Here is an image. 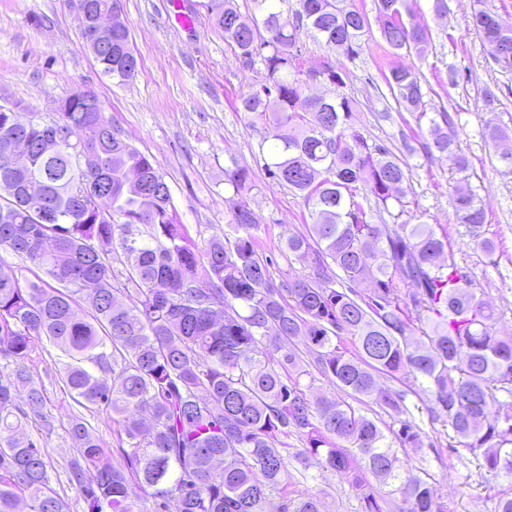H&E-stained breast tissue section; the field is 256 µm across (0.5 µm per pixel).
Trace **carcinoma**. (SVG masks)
<instances>
[{
  "instance_id": "obj_1",
  "label": "carcinoma",
  "mask_w": 512,
  "mask_h": 512,
  "mask_svg": "<svg viewBox=\"0 0 512 512\" xmlns=\"http://www.w3.org/2000/svg\"><path fill=\"white\" fill-rule=\"evenodd\" d=\"M84 2L96 19L121 16V0ZM256 2L248 23L233 0H209L208 16L242 66L264 67L241 111L265 126L269 178L309 210L307 231L282 243L301 274L274 276L264 255L247 201L251 167L225 171L238 197L228 230L199 243L178 221L164 174L100 103L73 92L49 123L0 104V250L43 273L23 281L0 268V363L11 367L0 376V512H69L35 437L55 419L33 371L35 337L59 350L76 403L126 439L115 462L85 419L67 421L71 481L88 512H135L134 483L151 489L154 512H328L318 495L289 489L291 455L344 475L363 512H383L370 475L400 481L398 512H443L376 420L312 394L322 379L366 398L398 417L395 443L422 447L406 393L379 385L380 373L422 381L431 417L480 452L487 473L512 474V336L497 334L498 312L448 253L447 233L387 223L404 206L408 163L361 132L354 98L312 92L344 85L335 66L302 69V34L356 58L368 16L346 0H298L291 17L280 0ZM377 2L387 45L426 56L432 35L404 23L408 0ZM474 3L476 34L512 74V27ZM90 49L105 73L134 76L129 31ZM385 81L399 109L426 111L412 67H391ZM419 145L458 173L469 168L447 112ZM452 206L471 233L485 223L470 187H453ZM290 437L302 447L289 451Z\"/></svg>"
}]
</instances>
